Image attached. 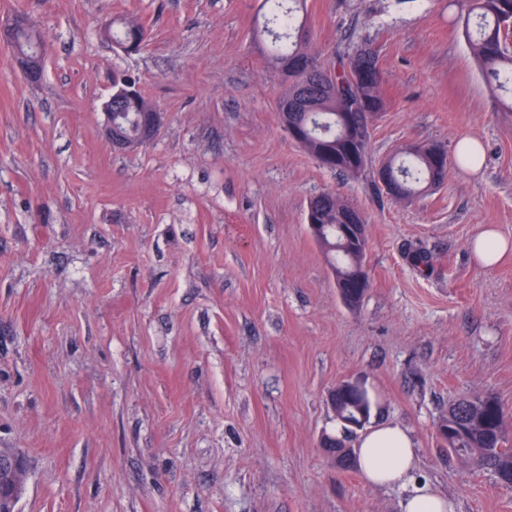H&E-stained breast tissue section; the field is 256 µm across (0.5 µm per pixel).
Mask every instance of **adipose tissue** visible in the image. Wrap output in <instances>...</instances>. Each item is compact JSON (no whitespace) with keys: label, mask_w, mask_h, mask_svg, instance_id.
<instances>
[{"label":"adipose tissue","mask_w":512,"mask_h":512,"mask_svg":"<svg viewBox=\"0 0 512 512\" xmlns=\"http://www.w3.org/2000/svg\"><path fill=\"white\" fill-rule=\"evenodd\" d=\"M358 466L364 479L375 486H401L403 512H454L447 494L412 480L416 447L409 432L397 423L369 429L358 442Z\"/></svg>","instance_id":"adipose-tissue-1"}]
</instances>
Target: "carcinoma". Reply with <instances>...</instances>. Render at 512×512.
Masks as SVG:
<instances>
[{
    "instance_id": "obj_1",
    "label": "carcinoma",
    "mask_w": 512,
    "mask_h": 512,
    "mask_svg": "<svg viewBox=\"0 0 512 512\" xmlns=\"http://www.w3.org/2000/svg\"><path fill=\"white\" fill-rule=\"evenodd\" d=\"M268 5V16L257 24L254 40L263 41V35L272 37L269 64L288 68V92L302 93L306 97L303 107L286 113L278 112L283 128L296 126L303 131L301 147L316 158L318 163L331 171L350 177V157L341 161L319 155L324 145L336 146V113L350 112L360 139L354 152L368 158L374 117L385 110L383 78L378 66L376 51L369 45L360 46L353 54L340 58L333 67L320 64L317 57L305 48L308 39L306 21L300 13L306 10V0H263ZM464 9L458 24L466 37L469 50L490 91L500 105V111L512 113V0H462ZM104 34L112 43L127 53L137 52L144 42V28L133 22L111 23L104 27ZM40 40L37 31L30 27L18 29L10 41L17 53L26 55L33 51ZM360 68L359 81L350 83L348 73L352 66ZM112 111L127 112L129 119L117 125L113 142L123 143L122 149L140 145L141 127L134 119L155 109L147 101L135 78L117 74L112 80ZM444 149L438 143L425 144V150L413 152L399 148L388 157L404 196L416 200L425 192L437 187L432 181L435 165L445 171L447 158L435 162L434 150ZM352 203L334 191H325L313 201L315 220L322 225L314 236L324 251L330 268L341 273L353 267L350 248L336 239L338 211ZM335 410L358 409L371 414L372 399L365 389L340 383L331 393ZM438 433L448 448L460 456L473 469H491L500 482L512 487V436L505 427V410L492 396H459L448 407V417L438 426ZM343 436H328L324 447L338 462L351 457L344 453L348 436L352 432L342 429ZM15 454L10 448H0V490L25 486L24 474L6 464Z\"/></svg>"
}]
</instances>
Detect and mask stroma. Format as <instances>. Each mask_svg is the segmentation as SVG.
<instances>
[{
  "label": "stroma",
  "instance_id": "obj_1",
  "mask_svg": "<svg viewBox=\"0 0 512 512\" xmlns=\"http://www.w3.org/2000/svg\"><path fill=\"white\" fill-rule=\"evenodd\" d=\"M258 6L0 0L49 48L32 84L0 41V448L23 461L17 512H400V488L323 446L344 380L371 392L374 421L409 429L417 478L455 512H512V488L437 431L462 394L512 415V256L485 268L469 250L488 224L512 237V114L457 0H307L319 62L377 53L372 163L410 142L483 144L482 170L452 167L409 204L290 139ZM121 18L145 28L138 52L103 35ZM117 72L163 116L130 152L105 131ZM327 190L368 219L371 286L353 309L306 224Z\"/></svg>",
  "mask_w": 512,
  "mask_h": 512
}]
</instances>
